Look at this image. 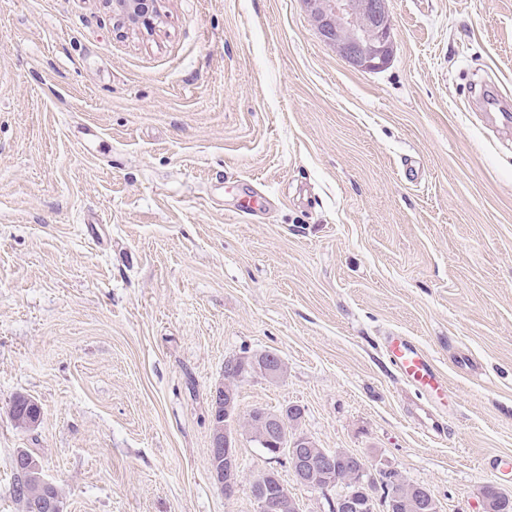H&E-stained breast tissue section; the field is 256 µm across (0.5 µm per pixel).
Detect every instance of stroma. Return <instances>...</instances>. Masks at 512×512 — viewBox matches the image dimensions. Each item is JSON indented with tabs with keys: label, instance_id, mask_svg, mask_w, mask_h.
<instances>
[{
	"label": "stroma",
	"instance_id": "1",
	"mask_svg": "<svg viewBox=\"0 0 512 512\" xmlns=\"http://www.w3.org/2000/svg\"><path fill=\"white\" fill-rule=\"evenodd\" d=\"M387 68H350L301 0H0V512L31 448L62 512H258L276 471L301 512L335 490L236 432L209 463L229 358L277 354L241 414L299 406L319 447L484 512L512 456V0H390ZM268 199L235 214L245 193ZM446 377L447 410L394 370L388 332ZM41 409L32 429L17 396ZM439 419L442 431L431 427ZM114 2L127 4L126 13L132 21L152 25L151 17L155 12L154 0H117ZM259 370L268 379L279 378L284 371L282 359L275 354L265 353L253 361L228 359L224 363V383L216 386L211 393L213 424H211L210 462L211 475L226 497L235 494L240 483V464L233 444L231 425L239 411L237 390L233 378H240L245 371ZM217 412L221 418H217Z\"/></svg>",
	"mask_w": 512,
	"mask_h": 512
}]
</instances>
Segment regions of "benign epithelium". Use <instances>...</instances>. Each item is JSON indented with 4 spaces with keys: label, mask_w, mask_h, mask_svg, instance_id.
I'll return each instance as SVG.
<instances>
[{
    "label": "benign epithelium",
    "mask_w": 512,
    "mask_h": 512,
    "mask_svg": "<svg viewBox=\"0 0 512 512\" xmlns=\"http://www.w3.org/2000/svg\"><path fill=\"white\" fill-rule=\"evenodd\" d=\"M323 42L352 68L378 71L389 65L393 56L392 17L390 0H302ZM126 13L134 22L152 24L154 0H123ZM250 369L260 371L268 379L279 378L284 371L282 359L271 353L260 355L253 361L228 359L224 363V383L211 393L213 418L210 437L211 475L216 484L231 497L240 483V464L233 444L231 425L238 415L237 390L232 379L242 377ZM259 430L256 440L269 454H281L299 461L301 467L293 468L297 483L318 486V478L325 469L336 465V451L315 446L305 434H289L288 423L281 416L256 412ZM16 466L30 474V486L40 495L56 488L47 478L44 468L28 452L16 455ZM280 484L281 493L270 502L265 497L267 486ZM253 494L263 512H299L293 493L271 471L257 474L251 485Z\"/></svg>",
    "instance_id": "1"
}]
</instances>
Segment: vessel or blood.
Instances as JSON below:
<instances>
[{"label": "vessel or blood", "instance_id": "1", "mask_svg": "<svg viewBox=\"0 0 512 512\" xmlns=\"http://www.w3.org/2000/svg\"><path fill=\"white\" fill-rule=\"evenodd\" d=\"M385 351L401 378L418 391L428 403L438 405L447 397V381L411 338L400 335L386 337Z\"/></svg>", "mask_w": 512, "mask_h": 512}]
</instances>
